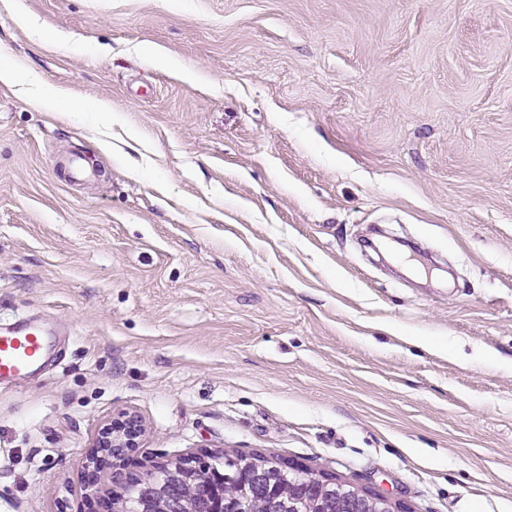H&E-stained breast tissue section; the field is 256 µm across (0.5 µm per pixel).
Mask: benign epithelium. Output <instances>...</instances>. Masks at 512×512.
<instances>
[{
    "instance_id": "obj_1",
    "label": "benign epithelium",
    "mask_w": 512,
    "mask_h": 512,
    "mask_svg": "<svg viewBox=\"0 0 512 512\" xmlns=\"http://www.w3.org/2000/svg\"><path fill=\"white\" fill-rule=\"evenodd\" d=\"M144 428L139 416L126 412L104 424L95 436L86 460L91 469L87 487L98 493L100 459L122 458L140 447ZM185 461L160 462L149 473H117L126 494L112 502L110 512H242V502L261 497L270 505L264 512H406L402 502L369 488L340 484L343 495L331 500L326 490L335 488V478L313 473L284 461L255 462L223 473L208 462L202 467L205 479L196 485H182L180 470Z\"/></svg>"
}]
</instances>
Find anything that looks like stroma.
Segmentation results:
<instances>
[{"mask_svg": "<svg viewBox=\"0 0 512 512\" xmlns=\"http://www.w3.org/2000/svg\"><path fill=\"white\" fill-rule=\"evenodd\" d=\"M8 64L0 323L57 342L0 385V512H106L124 410L101 474L260 452L512 512V0H0ZM144 428L139 416L126 412L112 417L95 436L86 460V467L92 468L87 488L98 493L97 470L100 458H122L140 448Z\"/></svg>", "mask_w": 512, "mask_h": 512, "instance_id": "1", "label": "stroma"}]
</instances>
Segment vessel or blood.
<instances>
[{"label":"vessel or blood","instance_id":"1","mask_svg":"<svg viewBox=\"0 0 512 512\" xmlns=\"http://www.w3.org/2000/svg\"><path fill=\"white\" fill-rule=\"evenodd\" d=\"M48 332L38 323L20 319L0 329V383L28 376L42 362Z\"/></svg>","mask_w":512,"mask_h":512}]
</instances>
